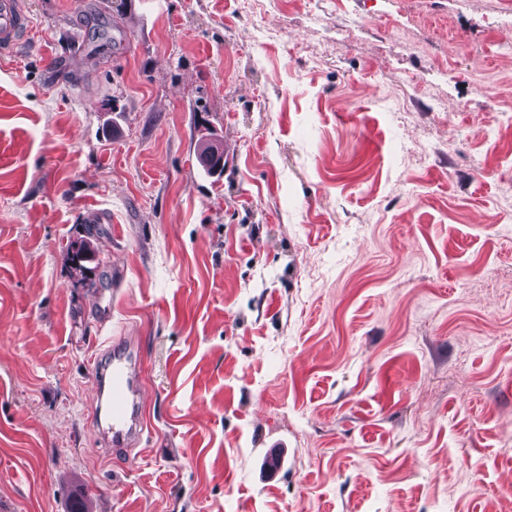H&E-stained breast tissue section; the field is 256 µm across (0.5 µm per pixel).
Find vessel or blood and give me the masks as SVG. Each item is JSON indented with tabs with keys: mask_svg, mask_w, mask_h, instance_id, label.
Masks as SVG:
<instances>
[{
	"mask_svg": "<svg viewBox=\"0 0 512 512\" xmlns=\"http://www.w3.org/2000/svg\"><path fill=\"white\" fill-rule=\"evenodd\" d=\"M27 27L20 0H0V46L16 44ZM91 368L96 440L102 451L131 454L146 429L138 346L131 338H123L108 359L93 358Z\"/></svg>",
	"mask_w": 512,
	"mask_h": 512,
	"instance_id": "obj_1",
	"label": "vessel or blood"
}]
</instances>
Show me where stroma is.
Masks as SVG:
<instances>
[{
  "label": "stroma",
  "mask_w": 512,
  "mask_h": 512,
  "mask_svg": "<svg viewBox=\"0 0 512 512\" xmlns=\"http://www.w3.org/2000/svg\"><path fill=\"white\" fill-rule=\"evenodd\" d=\"M22 6L0 512H512V0ZM124 336L149 430L119 463L89 358Z\"/></svg>",
  "instance_id": "1"
}]
</instances>
